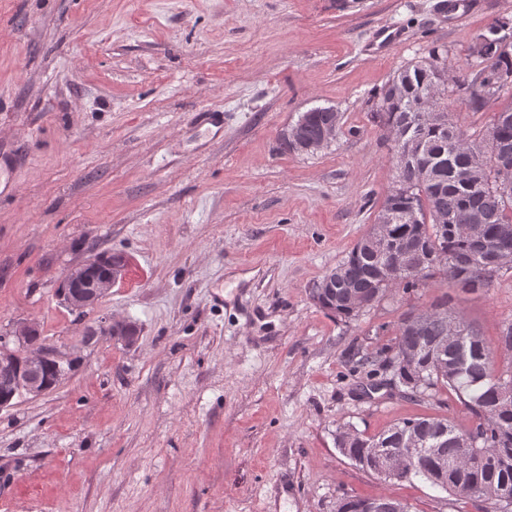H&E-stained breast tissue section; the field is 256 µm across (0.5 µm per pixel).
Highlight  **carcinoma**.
Returning a JSON list of instances; mask_svg holds the SVG:
<instances>
[{
	"label": "carcinoma",
	"mask_w": 512,
	"mask_h": 512,
	"mask_svg": "<svg viewBox=\"0 0 512 512\" xmlns=\"http://www.w3.org/2000/svg\"><path fill=\"white\" fill-rule=\"evenodd\" d=\"M506 32L512 36L509 22L497 21L478 34L490 44L479 55L477 70L448 69L443 53L434 48L427 58L398 70L381 89L375 111L380 128L408 131L418 155L406 185L394 186L381 205L391 240L366 232L336 267L332 294L311 289L312 300L325 312L351 319L359 313L350 306L351 298L370 306L396 288L424 285L439 272L463 289L488 288L496 273L487 262L490 250L512 255V192L500 190L512 183V102L475 135L451 123L428 124L416 112L422 99L441 97L450 81L474 112L509 90L498 76L512 73V43L492 47ZM334 115L332 106L303 113L307 137L317 139ZM466 217L482 228L488 248L461 234ZM371 365L370 376L390 371L412 397L433 389L454 393L477 423L465 432L444 417L404 419L372 437L357 433L346 445L336 441L345 458L385 480L424 479L472 501L479 512L496 503L501 487L512 488V373L505 377L497 371L492 346L450 312L448 301L404 317ZM412 435L419 439L414 449L407 447Z\"/></svg>",
	"instance_id": "carcinoma-1"
}]
</instances>
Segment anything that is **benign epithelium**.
I'll return each mask as SVG.
<instances>
[{"instance_id":"benign-epithelium-1","label":"benign epithelium","mask_w":512,"mask_h":512,"mask_svg":"<svg viewBox=\"0 0 512 512\" xmlns=\"http://www.w3.org/2000/svg\"><path fill=\"white\" fill-rule=\"evenodd\" d=\"M336 138V125L327 126L317 141L306 137L304 126L298 122L284 134V144L298 152H316ZM123 262L112 260V255L89 254L81 263L71 267L64 279L68 289L64 302L74 312L82 313L92 308L106 296L115 283L122 278ZM40 335L37 323L21 321L15 325L10 337L0 339V392L23 390L33 396L47 392L42 379L46 362L56 364V382H61L69 372L70 358L53 347L34 340ZM99 336H108L126 347L137 343L138 330L129 320L112 318L99 327L88 329L83 343L88 344ZM14 343L16 348L9 347Z\"/></svg>"}]
</instances>
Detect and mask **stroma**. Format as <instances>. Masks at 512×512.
Returning a JSON list of instances; mask_svg holds the SVG:
<instances>
[{"label":"stroma","mask_w":512,"mask_h":512,"mask_svg":"<svg viewBox=\"0 0 512 512\" xmlns=\"http://www.w3.org/2000/svg\"><path fill=\"white\" fill-rule=\"evenodd\" d=\"M439 0H0V336L38 324L73 367L0 409V512H336L387 496L410 512H476L417 479L382 480L336 435L438 414L454 393L369 391L367 366L409 312L441 298L489 342L512 323V269L475 292L436 275L358 316L309 291L376 220L396 178L376 96L431 47L470 66L512 0L462 17ZM406 33L374 58L381 28ZM466 133L480 112L449 89ZM317 106L341 115L314 154L281 136ZM126 268L88 314L57 289L90 250ZM127 348L84 346L105 318ZM138 330L129 320L114 318L102 322L98 328L87 329L83 337V343L89 344L98 336H108L114 342L126 347H133L138 340Z\"/></svg>","instance_id":"1"}]
</instances>
